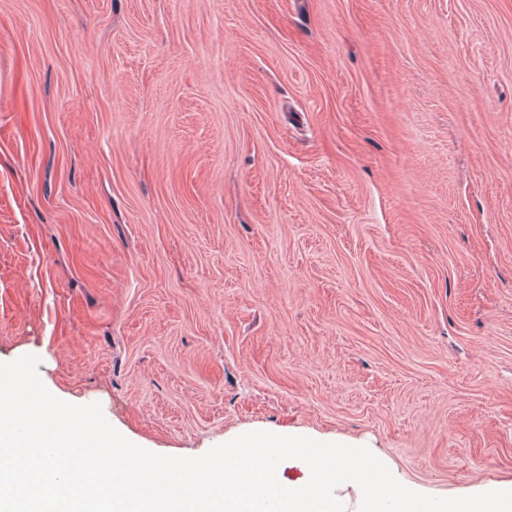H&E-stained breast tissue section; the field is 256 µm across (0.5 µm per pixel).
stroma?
<instances>
[{
  "instance_id": "1",
  "label": "stroma",
  "mask_w": 512,
  "mask_h": 512,
  "mask_svg": "<svg viewBox=\"0 0 512 512\" xmlns=\"http://www.w3.org/2000/svg\"><path fill=\"white\" fill-rule=\"evenodd\" d=\"M151 452L512 481V0H0V362Z\"/></svg>"
}]
</instances>
